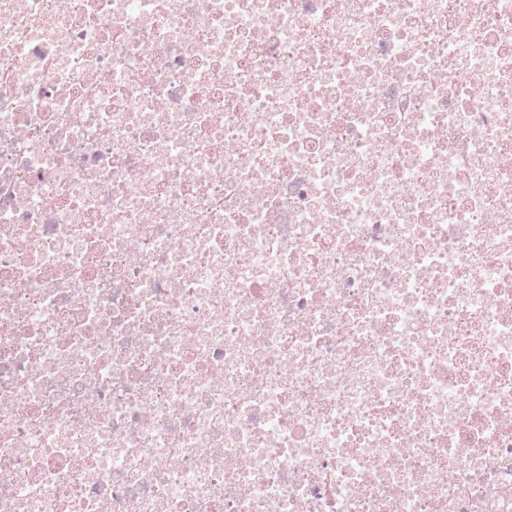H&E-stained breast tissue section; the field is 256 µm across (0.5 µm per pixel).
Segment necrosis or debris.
Returning <instances> with one entry per match:
<instances>
[{
  "mask_svg": "<svg viewBox=\"0 0 512 512\" xmlns=\"http://www.w3.org/2000/svg\"><path fill=\"white\" fill-rule=\"evenodd\" d=\"M0 512H512V0H0Z\"/></svg>",
  "mask_w": 512,
  "mask_h": 512,
  "instance_id": "1",
  "label": "necrosis or debris"
}]
</instances>
